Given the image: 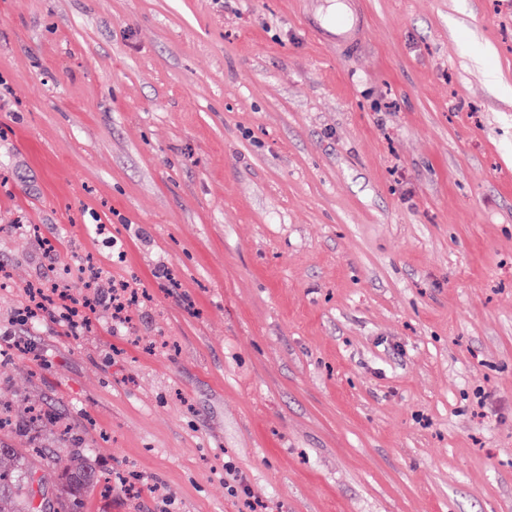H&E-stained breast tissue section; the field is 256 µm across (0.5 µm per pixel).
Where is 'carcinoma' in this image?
I'll use <instances>...</instances> for the list:
<instances>
[{
    "instance_id": "obj_1",
    "label": "carcinoma",
    "mask_w": 512,
    "mask_h": 512,
    "mask_svg": "<svg viewBox=\"0 0 512 512\" xmlns=\"http://www.w3.org/2000/svg\"><path fill=\"white\" fill-rule=\"evenodd\" d=\"M40 457V448H0V512H37L31 481ZM97 487L109 485L86 459L73 457L58 478L53 512H74V503Z\"/></svg>"
}]
</instances>
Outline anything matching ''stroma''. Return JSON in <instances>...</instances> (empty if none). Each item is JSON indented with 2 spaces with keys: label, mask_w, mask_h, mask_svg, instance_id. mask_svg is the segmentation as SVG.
I'll use <instances>...</instances> for the list:
<instances>
[{
  "label": "stroma",
  "mask_w": 512,
  "mask_h": 512,
  "mask_svg": "<svg viewBox=\"0 0 512 512\" xmlns=\"http://www.w3.org/2000/svg\"><path fill=\"white\" fill-rule=\"evenodd\" d=\"M335 2L0 0V445L78 512H512V0ZM89 258L126 327L24 319ZM335 35L332 37L336 40V47L343 52H354L364 43L367 37V29L359 22L352 30L351 22L348 17H343L331 27V32ZM128 291L122 284L114 285L107 295L99 296L97 294L96 303L106 306L112 310V319L116 324H128L130 317L127 315ZM96 487L105 491L109 485L86 459L76 455L58 478L53 512H73L74 503ZM224 472L227 475L232 476L233 484H237V486L231 485L230 483H227L224 480V484L225 483L228 484L227 488H228L229 493L233 496H238L239 493H241V498L244 499L245 504L250 509V512H258V511L261 512L262 510H257L258 507L266 509V507L263 505V503L260 502L259 500H257V499H255L253 501L251 500V498L253 497V495L251 494V491L248 489L247 486H242L241 479L238 478L237 471L231 464L224 465Z\"/></svg>",
  "instance_id": "35a3bbf8"
}]
</instances>
